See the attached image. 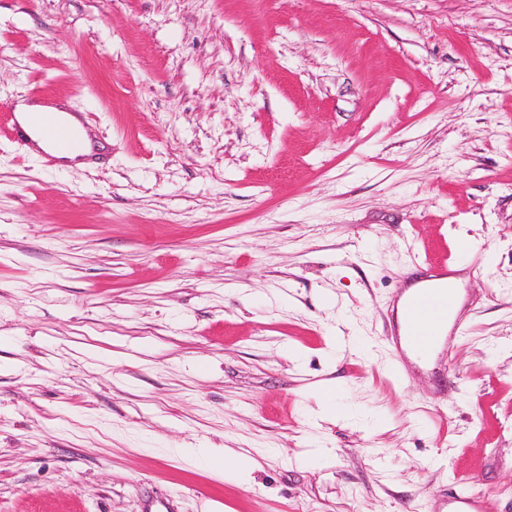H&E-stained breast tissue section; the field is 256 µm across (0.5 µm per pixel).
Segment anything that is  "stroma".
<instances>
[{
	"mask_svg": "<svg viewBox=\"0 0 512 512\" xmlns=\"http://www.w3.org/2000/svg\"><path fill=\"white\" fill-rule=\"evenodd\" d=\"M21 102L106 156L0 121V512H512V0H0ZM464 235L463 334L389 374ZM18 121L16 122L15 112H10V126L11 130L14 132V140L20 145H27L29 138L27 132L21 126L26 125L27 119H29V113L31 112H39L44 114L49 119L53 121L62 120L67 123H77L76 118L69 114L66 110L56 105H47V104H27L20 103L16 108ZM21 124H20V123ZM189 450L195 454H205L213 464L224 470V475L239 476L251 466L250 458L244 455L226 452L222 455L210 452L208 448H190ZM460 484L462 489L455 495L446 497L437 512H447L442 511L443 508H446L448 512H482L480 497L466 489L467 481L464 478L460 479Z\"/></svg>",
	"mask_w": 512,
	"mask_h": 512,
	"instance_id": "35a3bbf8",
	"label": "stroma"
}]
</instances>
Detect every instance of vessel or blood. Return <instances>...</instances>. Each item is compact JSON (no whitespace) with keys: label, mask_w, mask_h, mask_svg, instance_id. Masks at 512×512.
Masks as SVG:
<instances>
[{"label":"vessel or blood","mask_w":512,"mask_h":512,"mask_svg":"<svg viewBox=\"0 0 512 512\" xmlns=\"http://www.w3.org/2000/svg\"><path fill=\"white\" fill-rule=\"evenodd\" d=\"M32 128L53 145L79 146L80 132L69 124H48L42 117H33ZM452 266L440 265L431 271L426 287L412 290L403 306V322L395 326L391 343L396 356H410L423 364L431 363L437 351L443 349L448 336L443 328L448 323V314L454 299L446 286L452 277ZM443 506L447 512H482L479 496L468 489L446 497Z\"/></svg>","instance_id":"vessel-or-blood-1"}]
</instances>
